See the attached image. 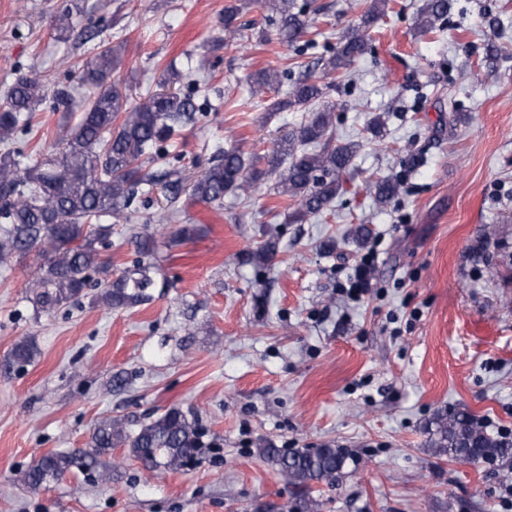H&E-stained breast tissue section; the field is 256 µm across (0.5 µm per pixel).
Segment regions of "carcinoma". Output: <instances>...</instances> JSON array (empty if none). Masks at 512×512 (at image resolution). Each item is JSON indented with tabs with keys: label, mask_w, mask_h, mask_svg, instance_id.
<instances>
[{
	"label": "carcinoma",
	"mask_w": 512,
	"mask_h": 512,
	"mask_svg": "<svg viewBox=\"0 0 512 512\" xmlns=\"http://www.w3.org/2000/svg\"><path fill=\"white\" fill-rule=\"evenodd\" d=\"M389 0H370L362 25L346 31L337 50L325 60L321 71L307 72L288 86V99L276 101L274 112L305 113L301 124L280 136L272 150L245 161L236 148L223 151L191 186V196L220 205L224 195L245 197L260 181L278 176L277 193L292 209L289 219L298 222L319 214L344 192L341 176L351 165L359 143L331 142L332 110L324 99L330 84L325 79L346 71L366 47V31L385 14ZM276 17V35L288 46L316 41L318 16L324 7L316 0L299 6L295 0H259ZM242 0H229L224 7V29L238 40L250 38L252 26L240 22ZM450 0H426L417 16L422 34L437 31L436 23L448 14ZM121 65L120 50L110 44L97 47L82 65L80 81L91 87L78 121L63 131L60 147L24 163L21 153L7 147L18 126L31 119L44 100L43 85L20 77L5 92L0 104V264L36 252L43 259L32 282L36 309L49 313L85 295L94 274L108 271L105 251L112 247V225L107 218L130 219L126 213L132 198L141 193L144 203L160 183L158 176L143 170L141 157L157 153L183 125L198 120L192 98L173 92H155L132 104L111 80ZM278 71L263 68L250 76L258 93L282 85ZM371 191L381 204L400 192L399 182L380 178ZM151 234L137 236L141 254L133 268L103 283L97 301L121 308L148 299L154 284L155 266L144 261L150 253ZM38 354L32 339L15 344L7 366L21 369ZM429 448L451 461L494 463L512 459V441L486 431L480 419L465 410L438 412L427 427ZM204 431L198 420L172 406L136 430L120 420L108 419L94 427L88 448L78 452H49L33 460L19 473L28 488L40 490L58 482L72 469L92 470L97 480H110L102 457L116 448H126L150 471L178 472L198 459ZM259 455L286 480L294 496L292 509L314 512L312 497L320 486L339 485L347 475L352 456L343 448L325 445L314 450L282 449L267 445Z\"/></svg>",
	"instance_id": "cac0c4a2"
}]
</instances>
